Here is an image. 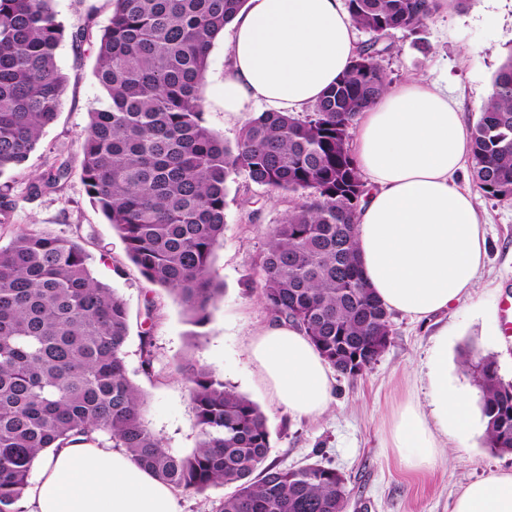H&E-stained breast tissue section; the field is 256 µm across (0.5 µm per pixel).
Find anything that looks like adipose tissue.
<instances>
[{"mask_svg":"<svg viewBox=\"0 0 512 512\" xmlns=\"http://www.w3.org/2000/svg\"><path fill=\"white\" fill-rule=\"evenodd\" d=\"M356 27L343 0H246L225 42L224 117L249 106L299 112L316 103L355 54ZM353 145L372 185L356 229L363 278L388 310L426 321L478 286L488 243L475 196L458 185L467 168L466 130L447 86L425 78L391 85L358 117ZM249 357L276 407L325 413L334 379L304 334L287 323L261 328ZM425 403L396 412L391 445L411 471L431 468L441 438L464 441L468 396L448 385V359L429 373ZM26 512H182L173 489L116 448L93 441L40 455ZM452 512H512V472L468 484Z\"/></svg>","mask_w":512,"mask_h":512,"instance_id":"obj_1","label":"adipose tissue"}]
</instances>
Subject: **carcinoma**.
Instances as JSON below:
<instances>
[{"label":"carcinoma","mask_w":512,"mask_h":512,"mask_svg":"<svg viewBox=\"0 0 512 512\" xmlns=\"http://www.w3.org/2000/svg\"><path fill=\"white\" fill-rule=\"evenodd\" d=\"M53 0H0V176L21 168L62 106L56 64L65 37ZM94 76L107 104L90 110L81 180L117 229L145 279L180 300L203 327L218 289L215 247L224 238L227 180L243 176L294 198L256 262L261 299L298 328L327 364L355 376L378 360L391 312L363 280L356 224L368 188L350 149L360 112L390 85L382 64L395 31L416 32L441 0H346L371 34L348 70L305 112H261L234 146L204 124L201 86L216 37L245 0H113ZM468 133L471 177L483 196L512 202V55ZM68 162L31 181L30 195L58 191ZM129 313L96 281L78 242L22 231L0 246V512H26L24 491L38 455L102 435L139 467L186 494L231 486L221 512H344L346 478L312 462H267L268 419L206 368H186L199 430L190 453L166 447L146 425V397L128 376ZM142 371L154 372L150 332L140 335ZM463 366L480 394L486 444L512 454V381L491 356L469 350Z\"/></svg>","instance_id":"carcinoma-1"}]
</instances>
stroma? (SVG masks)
<instances>
[{"instance_id": "35a3bbf8", "label": "stroma", "mask_w": 512, "mask_h": 512, "mask_svg": "<svg viewBox=\"0 0 512 512\" xmlns=\"http://www.w3.org/2000/svg\"><path fill=\"white\" fill-rule=\"evenodd\" d=\"M53 8L67 32L56 51L66 77L61 110L48 125L23 169L0 176V195L14 200L9 223L0 224V246L21 231L77 240L90 254V268L101 283L115 288L126 302L130 334L125 362L131 379L147 398L145 419L166 446L187 453L199 436L189 388L181 367L207 368L226 386L257 403L272 434L270 462L297 468L310 462L336 468L347 479L345 512H451L456 495L470 482L512 471V455H499L485 443V427L476 423L466 444L446 442L430 469L406 470L390 446V427L397 409L423 398L429 387V364L439 327L448 329V381L477 395L478 388L461 364L470 347L493 356L500 375L512 380V347L489 340L490 325H502V302L512 299V202L479 197L488 240V255L479 286L464 302L426 322L395 313L393 336L362 374H335L330 410L315 418H297L275 407L248 354L253 335L272 324L261 289L253 279V263L271 227L278 224L291 200L276 196L243 178L230 177L224 208V240L215 250L212 274L224 293L215 301L203 335L192 327L179 300L150 284L129 260L125 244L103 214L90 202L78 175L80 144L90 122L89 109L103 103L93 76L97 41L108 24L111 0H54ZM87 29L83 42L71 32ZM383 66L393 83L425 76L446 83L459 98L465 125L477 120L497 69L512 54V0H466L445 8L415 33L396 31ZM229 58L223 38H216L209 56L203 95L206 125L227 143H235L240 124L224 121V74ZM69 161L72 175L57 192L28 196L29 182L54 162ZM258 217L248 220L247 201ZM150 330L156 354L154 375L140 367V333Z\"/></svg>"}]
</instances>
